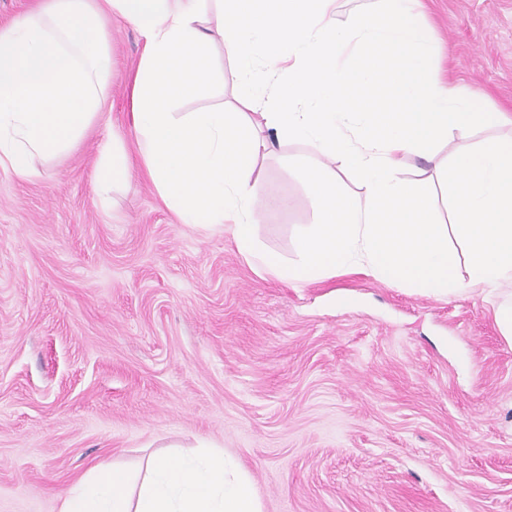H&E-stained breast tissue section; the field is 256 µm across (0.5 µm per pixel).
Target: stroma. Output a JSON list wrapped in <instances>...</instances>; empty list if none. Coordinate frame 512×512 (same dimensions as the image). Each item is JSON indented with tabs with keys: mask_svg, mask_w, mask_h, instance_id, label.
<instances>
[{
	"mask_svg": "<svg viewBox=\"0 0 512 512\" xmlns=\"http://www.w3.org/2000/svg\"><path fill=\"white\" fill-rule=\"evenodd\" d=\"M449 79L507 113L512 0H424ZM107 108L37 177L0 169V512H60L94 465L199 442L235 456L262 512H512V344L492 292L422 296L363 273L294 287L232 235L179 223L143 176L95 189L99 146L140 156L144 50L108 23ZM283 139L256 236L295 261L311 220Z\"/></svg>",
	"mask_w": 512,
	"mask_h": 512,
	"instance_id": "1",
	"label": "stroma"
}]
</instances>
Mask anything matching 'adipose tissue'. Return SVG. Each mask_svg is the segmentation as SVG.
Here are the masks:
<instances>
[{
	"instance_id": "adipose-tissue-1",
	"label": "adipose tissue",
	"mask_w": 512,
	"mask_h": 512,
	"mask_svg": "<svg viewBox=\"0 0 512 512\" xmlns=\"http://www.w3.org/2000/svg\"><path fill=\"white\" fill-rule=\"evenodd\" d=\"M131 176L128 155L113 139L99 149L98 193ZM60 512H261L254 488L221 451L159 455L135 474L118 464L96 465L63 500Z\"/></svg>"
}]
</instances>
